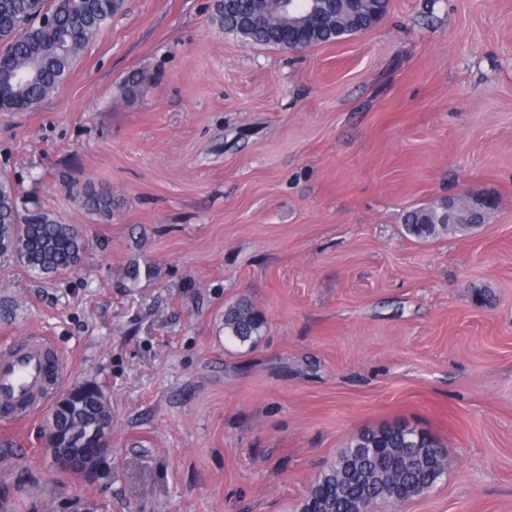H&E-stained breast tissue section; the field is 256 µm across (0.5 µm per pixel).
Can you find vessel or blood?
I'll return each instance as SVG.
<instances>
[{
  "label": "vessel or blood",
  "instance_id": "1",
  "mask_svg": "<svg viewBox=\"0 0 512 512\" xmlns=\"http://www.w3.org/2000/svg\"><path fill=\"white\" fill-rule=\"evenodd\" d=\"M63 374V359L48 337L0 345V419L20 422L39 412Z\"/></svg>",
  "mask_w": 512,
  "mask_h": 512
}]
</instances>
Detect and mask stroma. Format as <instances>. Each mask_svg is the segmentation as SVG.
Here are the masks:
<instances>
[{
  "label": "stroma",
  "mask_w": 512,
  "mask_h": 512,
  "mask_svg": "<svg viewBox=\"0 0 512 512\" xmlns=\"http://www.w3.org/2000/svg\"><path fill=\"white\" fill-rule=\"evenodd\" d=\"M214 3L126 0L57 93L0 111L19 209L89 243L58 277L0 259V337L52 336L64 387L112 405L92 481L53 471L46 413L0 425V502L294 512L360 430L404 422L449 469L396 512H512V0H389L298 51ZM89 184L111 219L79 206ZM464 192L494 198L485 227L407 235V210ZM240 300L265 317L252 346L224 334Z\"/></svg>",
  "instance_id": "stroma-1"
}]
</instances>
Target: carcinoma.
Instances as JSON below:
<instances>
[{"instance_id":"carcinoma-1","label":"carcinoma","mask_w":512,"mask_h":512,"mask_svg":"<svg viewBox=\"0 0 512 512\" xmlns=\"http://www.w3.org/2000/svg\"><path fill=\"white\" fill-rule=\"evenodd\" d=\"M280 0H217L215 14L224 30L259 45L282 46L288 24L308 28L306 43L338 40L376 26L388 0H294L284 16ZM125 5V0H0V110H33L65 81L89 40ZM47 16L50 22L41 23ZM85 211L112 217V193L86 189L78 193ZM448 200L410 209L409 235L423 241L459 233L439 223ZM87 247L73 224L50 213H22L16 189L0 178V256L27 260L22 268L37 275H56ZM264 325L253 305L241 300L224 312V335L254 344ZM100 422L101 434L112 432V408L96 382L86 383L78 400L53 408L46 431L62 435L70 447L83 446ZM448 471L445 445L431 433L405 423L366 428L341 452L336 464L319 476L308 494L320 512H354L361 499L387 501L399 491L405 500L431 491Z\"/></svg>"}]
</instances>
